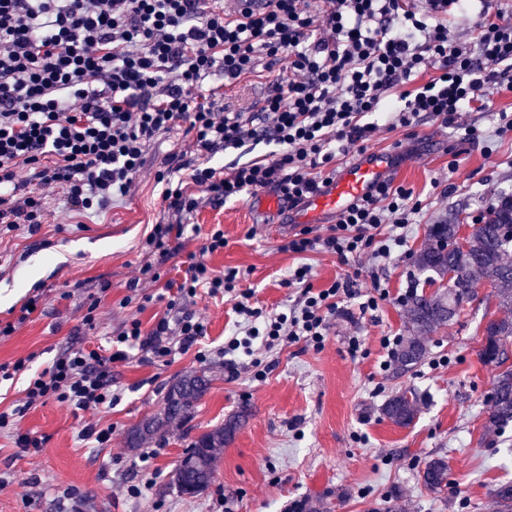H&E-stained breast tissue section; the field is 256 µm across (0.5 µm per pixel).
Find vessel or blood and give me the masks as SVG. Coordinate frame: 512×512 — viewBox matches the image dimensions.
Instances as JSON below:
<instances>
[{"instance_id": "1", "label": "vessel or blood", "mask_w": 512, "mask_h": 512, "mask_svg": "<svg viewBox=\"0 0 512 512\" xmlns=\"http://www.w3.org/2000/svg\"><path fill=\"white\" fill-rule=\"evenodd\" d=\"M391 168L392 157L388 152H365L359 159L341 167L328 184L288 210L289 223L317 224L343 212L355 199L374 194Z\"/></svg>"}]
</instances>
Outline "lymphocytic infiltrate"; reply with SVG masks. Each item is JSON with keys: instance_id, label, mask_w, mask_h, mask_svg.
<instances>
[{"instance_id": "lymphocytic-infiltrate-1", "label": "lymphocytic infiltrate", "mask_w": 512, "mask_h": 512, "mask_svg": "<svg viewBox=\"0 0 512 512\" xmlns=\"http://www.w3.org/2000/svg\"><path fill=\"white\" fill-rule=\"evenodd\" d=\"M470 2L264 0L259 9L229 11L223 0H0V225L38 233L51 186L63 190L69 211L102 212L131 191L158 137L183 123L192 147L159 163L160 217L142 243L140 275L120 301H150L144 283H159L161 267L185 256V278L163 314L147 330L135 319L119 323L109 347L61 351L30 379L22 399L0 411V430L51 399L77 411L111 408L118 400L112 366L130 354L162 366L190 351L206 360L197 344L207 326L186 307L201 292L234 297L238 321L224 352L249 357L258 380L266 375L260 350L284 341L323 350L345 300H357L363 313L378 310L388 291L355 295L359 273L348 264L364 254L406 256L408 229L422 211L411 189L385 180L326 234L304 227L283 238L279 251L329 253L347 271L316 288L309 265L292 268L284 284L300 297L275 315L252 304L238 270L207 264L206 255L224 249L223 229L212 228L198 252H186L197 230L191 218L265 189L297 206L335 173L338 157L376 136V113L393 127L430 119L483 138L462 115L512 93V18L494 0H481L476 48L463 49L447 19ZM281 61L287 75L270 81L253 111H225L223 101L200 93L214 75L232 88ZM424 71L429 79L418 82ZM263 141L277 152L227 168L212 164L217 154ZM22 168L35 186L19 195Z\"/></svg>"}]
</instances>
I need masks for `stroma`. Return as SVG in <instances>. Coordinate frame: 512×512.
I'll use <instances>...</instances> for the list:
<instances>
[{
	"instance_id": "35a3bbf8",
	"label": "stroma",
	"mask_w": 512,
	"mask_h": 512,
	"mask_svg": "<svg viewBox=\"0 0 512 512\" xmlns=\"http://www.w3.org/2000/svg\"><path fill=\"white\" fill-rule=\"evenodd\" d=\"M266 89L263 78L228 89L216 76L201 93L223 99L230 110L247 111ZM367 146L399 150L391 176L425 204L420 223L408 232L413 253L428 245L430 225L451 223L460 214L475 218L495 194L512 193V133L467 140L426 120L412 129H381ZM189 147L183 127L159 137L150 150L152 164L130 194L106 212L77 218L57 189L46 199L48 219L37 234L0 232V319H10L35 287L47 293L44 309L0 340V364L34 358L30 373L0 381V409L21 398L31 373L48 367L66 347L100 346L125 319H139L150 329L163 312L158 301L142 308H123L119 302L139 275L140 243L160 216L156 163ZM448 180L453 188L446 191L442 184ZM282 221L278 211L253 216L243 199L206 206L193 216L200 235L186 249L197 250L201 235L221 227L226 245L209 256L210 266L239 270L240 286L252 291L254 305L275 314L299 295L284 285L297 258L278 249ZM354 265L362 271L355 290L366 292L377 284L389 290L391 301L366 314L353 305L332 318L323 351L298 342L261 353L265 380H255L245 363L233 372L225 366L224 338L237 321L234 300L202 294L187 307L207 324L200 344L207 362L187 353L167 366L135 359L115 365L120 399L107 413L76 411L53 399L29 410L14 432H0V479L6 482L0 512H68L75 503L83 512H222L226 506L231 512H284L295 499L306 501V512H385L391 494L401 512H493L490 489L512 481V425L499 434L483 429L495 370L480 361L478 351L487 320L498 312L493 287L476 279L477 296L459 320L425 336L424 361L399 375L380 367L381 337L408 335L405 307L397 297L411 284L427 295L438 286L409 259L377 261L364 255ZM105 281L111 288L100 304V322L85 328L80 308ZM352 336L361 340L354 354L347 344ZM442 358L447 366H439ZM190 370L214 377L194 415L144 447H131V428L158 412L168 386ZM411 386L423 404L410 426L399 427L382 407ZM245 404L252 415L222 452L210 489L198 495L168 489L183 452ZM90 422L115 426L109 447L84 446L80 432ZM20 433L42 438V450L23 452L16 445ZM151 451L157 454L154 478L141 468ZM438 456L448 460V489L435 494L425 489L419 473L425 461ZM143 483L149 489L142 496L128 494L129 486Z\"/></svg>"
}]
</instances>
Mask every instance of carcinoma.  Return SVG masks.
Wrapping results in <instances>:
<instances>
[{
	"label": "carcinoma",
	"mask_w": 512,
	"mask_h": 512,
	"mask_svg": "<svg viewBox=\"0 0 512 512\" xmlns=\"http://www.w3.org/2000/svg\"><path fill=\"white\" fill-rule=\"evenodd\" d=\"M455 224H432L429 237L435 240L414 256L421 271H428L446 287L432 294H417L407 304L410 336L396 350V372L403 374L421 363L427 353L423 338L448 325L460 314L465 302L475 298V280L483 278L495 288L503 315L489 320L484 328L482 361L495 367L492 404L485 428L496 431L512 423V366L506 365L507 347L512 345V195H502L488 205L484 217L475 222L464 243L456 242ZM203 371L184 374L169 387L162 408L145 418L130 434L133 448L151 442L166 432L172 421L188 418L211 385ZM384 415L398 426H408L419 411V399L412 390L395 393L385 404ZM246 408L223 425L201 434L187 449L171 472V483L184 494H200L214 482L215 460L220 448L229 443L246 422ZM422 484L431 491L448 489V460L433 457L420 473ZM494 512H512V482H502L490 492Z\"/></svg>",
	"instance_id": "1"
}]
</instances>
